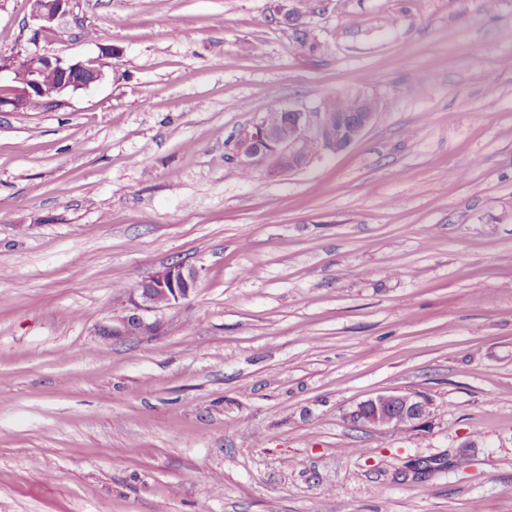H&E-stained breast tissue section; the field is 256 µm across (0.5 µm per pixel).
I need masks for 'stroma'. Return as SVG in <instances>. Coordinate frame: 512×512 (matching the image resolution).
<instances>
[{
    "mask_svg": "<svg viewBox=\"0 0 512 512\" xmlns=\"http://www.w3.org/2000/svg\"><path fill=\"white\" fill-rule=\"evenodd\" d=\"M273 7L74 0L45 45L104 78L0 112V512H512V0H322L313 52ZM36 26L0 0V59ZM339 93L358 142L240 175ZM404 389L419 427L346 420ZM333 97L330 109L325 112L336 115V122L341 128L339 137L334 134L333 118L324 112V107L316 110L271 107L259 120L269 127L278 128L283 123V110L288 113L286 125L281 129H272L256 123L251 130L237 137L233 157L241 165L240 173L247 176L252 173L251 168L257 167L299 168L309 158L306 149L310 142L331 152L342 151L357 142L373 125L378 109L367 108L360 103L355 112H349L356 104L355 96L336 94ZM271 157L278 159V166L271 165ZM198 274L182 263H171L148 274L137 287V297L131 294L128 302L140 310L168 307L186 299L196 287Z\"/></svg>",
    "mask_w": 512,
    "mask_h": 512,
    "instance_id": "35a3bbf8",
    "label": "stroma"
}]
</instances>
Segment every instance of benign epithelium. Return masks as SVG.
<instances>
[{
	"instance_id": "benign-epithelium-1",
	"label": "benign epithelium",
	"mask_w": 512,
	"mask_h": 512,
	"mask_svg": "<svg viewBox=\"0 0 512 512\" xmlns=\"http://www.w3.org/2000/svg\"><path fill=\"white\" fill-rule=\"evenodd\" d=\"M73 0H33V17L38 21L31 44L39 46L41 39L56 30L57 24L69 12ZM309 12L300 0L279 3L280 22L292 30L306 28L304 19ZM38 59L35 67L20 61L0 64V72H10L9 84L0 88V112H26L38 100H46L57 109L66 104L72 94L90 88L104 77L105 63L101 58L73 61L39 49L31 52ZM285 127L272 129L257 123L241 133L234 143L233 157L238 164L250 168L271 167L270 159H278V168H299L309 158L310 143L322 149L339 152L357 142L373 125L378 109L361 104L354 112H338L336 117L324 109L288 107ZM341 128L333 132L332 123ZM196 270L182 263H171L148 274L138 285L136 295L128 302L140 310L168 307L186 299L196 287ZM430 415L429 402L416 392L398 390L363 400L351 407L346 419L355 426L374 430H396L415 427Z\"/></svg>"
}]
</instances>
